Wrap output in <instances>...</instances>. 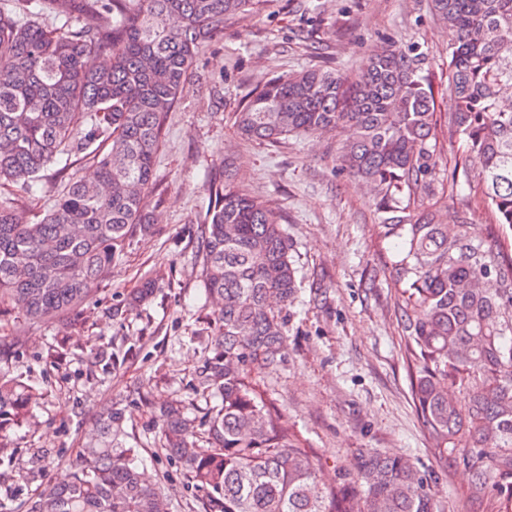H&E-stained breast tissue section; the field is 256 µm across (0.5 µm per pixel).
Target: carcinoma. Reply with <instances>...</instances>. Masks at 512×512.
<instances>
[{
  "mask_svg": "<svg viewBox=\"0 0 512 512\" xmlns=\"http://www.w3.org/2000/svg\"><path fill=\"white\" fill-rule=\"evenodd\" d=\"M263 0H6L0 4V313L30 323L73 313L112 274L133 229H146V198L168 112L201 44L224 17ZM448 29V95L439 112L427 54L388 42L362 79L311 66L257 86L234 113L244 140L349 133L337 170L368 184L384 237L399 241L385 264L405 332L404 358L418 413L439 459L469 474L472 512H512V0H430ZM63 21L51 27L45 19ZM107 54L102 67L95 58ZM456 139L455 166L473 172L492 223L478 233L463 207L448 215L455 176L431 164ZM95 165L71 176L53 205L22 219L25 195L51 164ZM199 217V277L213 310L212 357L197 386L214 400L201 417L178 402L155 406L159 443L202 493L203 512H443L405 456L369 451L354 487L324 483L256 378L288 356L287 312L300 293L284 219L269 200L222 181L207 186ZM146 281L133 309L153 293ZM0 342V467L8 441L41 394L18 372L16 346ZM119 354L89 356L108 369ZM206 427L207 436L195 422ZM122 412L103 404L70 468L31 512H171L161 486L138 473V453L112 445Z\"/></svg>",
  "mask_w": 512,
  "mask_h": 512,
  "instance_id": "carcinoma-1",
  "label": "carcinoma"
}]
</instances>
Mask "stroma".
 Wrapping results in <instances>:
<instances>
[{
  "label": "stroma",
  "mask_w": 512,
  "mask_h": 512,
  "mask_svg": "<svg viewBox=\"0 0 512 512\" xmlns=\"http://www.w3.org/2000/svg\"><path fill=\"white\" fill-rule=\"evenodd\" d=\"M428 3L266 0L261 11L226 18L223 31L202 45L166 119L146 201L150 231L134 230L111 278L59 322L0 315V337L25 329L21 371L44 392L34 427L11 433L14 463L0 467V512H30L38 491L75 460L107 401L123 412L121 440L139 449L144 478L164 485L174 512H200L198 492L158 446L162 421L152 405L179 400L198 416L209 405L197 387L211 321L198 280V217L209 180L222 179L228 165L236 183L274 201L288 225L301 280L288 315L289 353L257 383L323 480L336 484L341 468L363 452H396L438 488L445 512H471L467 473L438 460L413 402L400 313L385 281L396 243L380 233L372 194L337 173L338 138L245 141L231 120L267 77L327 60L354 81L391 40L428 52L438 109L448 111V33ZM148 277L159 281L155 295L126 310L127 297ZM90 343L133 354L106 372L88 356Z\"/></svg>",
  "instance_id": "stroma-1"
}]
</instances>
